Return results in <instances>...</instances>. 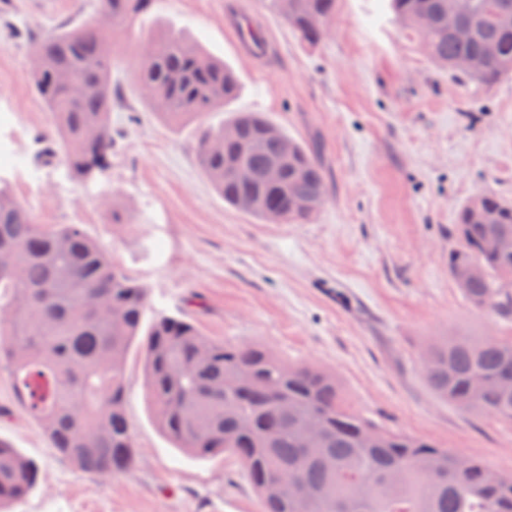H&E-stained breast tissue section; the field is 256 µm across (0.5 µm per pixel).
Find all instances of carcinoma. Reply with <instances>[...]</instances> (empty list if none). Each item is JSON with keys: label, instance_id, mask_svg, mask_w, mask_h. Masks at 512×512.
Segmentation results:
<instances>
[{"label": "carcinoma", "instance_id": "obj_1", "mask_svg": "<svg viewBox=\"0 0 512 512\" xmlns=\"http://www.w3.org/2000/svg\"><path fill=\"white\" fill-rule=\"evenodd\" d=\"M152 0H95L93 17L54 27L32 40L39 60L30 82L53 114L52 138L70 178L87 187L112 160V28L148 9ZM337 0H289L288 25L310 46L329 32ZM394 17L420 40L448 74L491 86L512 77V0H476L470 15L452 12V0H389ZM112 17L102 27L96 15ZM457 26L473 35L459 39ZM461 63L469 69L458 68ZM139 84L153 110L171 123L193 119L200 134V167L224 202L264 218L270 207L284 222L303 224L327 196L317 151L258 112H237L213 128L207 113L236 95L224 62L175 33L147 43ZM218 141L215 150L211 143ZM275 185L266 168L283 156ZM253 179H237L239 166ZM512 203L480 193L457 213L458 246L450 274L469 305L512 317ZM0 363L6 362L20 400L51 446L81 470L107 476L131 470L136 453L125 412V364L141 343L147 394L159 430L197 457L224 452L245 470L263 512H512V478L483 462L353 414L336 376L312 365H289L264 345L224 344L192 322L157 314L143 326L148 290L112 264L77 224L47 227L34 221L0 183ZM478 265L484 277L466 281ZM122 316L112 318V310ZM210 350L204 362L196 352ZM428 386L439 397L477 413L512 420V340L441 336L424 350ZM251 382L224 390L235 371ZM313 422L324 430L320 460L304 447ZM378 433L375 445L365 430ZM308 499L268 498L267 483L282 474ZM36 468L0 439V509L25 499Z\"/></svg>", "mask_w": 512, "mask_h": 512}]
</instances>
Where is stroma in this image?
Listing matches in <instances>:
<instances>
[{
    "label": "stroma",
    "instance_id": "1",
    "mask_svg": "<svg viewBox=\"0 0 512 512\" xmlns=\"http://www.w3.org/2000/svg\"><path fill=\"white\" fill-rule=\"evenodd\" d=\"M92 3L0 0V34L11 21L33 34L80 23ZM237 10L266 29L262 56L239 54L224 26ZM171 31L239 83L210 124L259 112L317 149L329 191L309 223L270 224L226 204L197 162L196 123L153 112L137 66L147 41ZM112 38L119 151L86 190L34 141L53 120L28 78L27 40L0 43V182L35 221L81 225L147 288L152 310L315 365L336 376L354 414L512 473V421L439 398L423 375L432 337L512 339V319L471 308L448 271L459 206L480 192L512 202V78L486 88L449 76L386 0H338L331 33L314 46L263 0H153ZM125 374L137 461L97 476L56 454L0 370V438L39 474L13 512H263L234 457L193 456L160 432L139 349Z\"/></svg>",
    "mask_w": 512,
    "mask_h": 512
}]
</instances>
